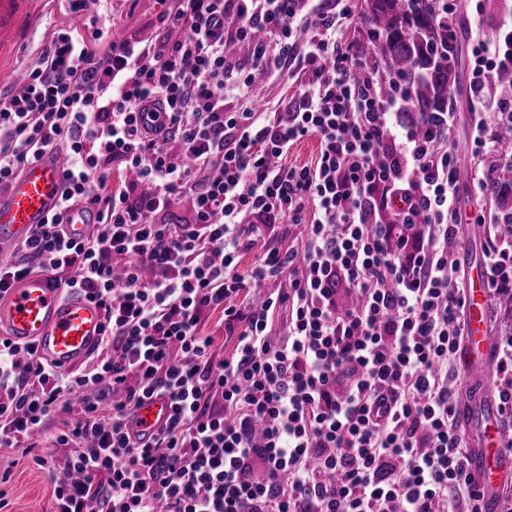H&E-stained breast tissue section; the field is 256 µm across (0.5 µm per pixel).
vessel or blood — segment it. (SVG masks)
Returning <instances> with one entry per match:
<instances>
[{
    "label": "vessel or blood",
    "mask_w": 512,
    "mask_h": 512,
    "mask_svg": "<svg viewBox=\"0 0 512 512\" xmlns=\"http://www.w3.org/2000/svg\"><path fill=\"white\" fill-rule=\"evenodd\" d=\"M35 0H0V58H5L38 20ZM61 154L51 151L27 165L0 195V247L25 240L35 225L55 211L62 192ZM485 268L472 276L466 295L467 336L459 351L462 367L490 360L487 335L488 288ZM105 325L103 309L48 275H28L0 293V338L34 345L38 357L70 372L97 352ZM171 413L167 400L151 398L137 409L133 430L152 437ZM496 415L483 421V441L469 457L468 474L483 496L485 512H496L497 494L512 478V449L506 447Z\"/></svg>",
    "instance_id": "b4317fda"
}]
</instances>
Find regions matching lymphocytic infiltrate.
<instances>
[{"label":"lymphocytic infiltrate","mask_w":512,"mask_h":512,"mask_svg":"<svg viewBox=\"0 0 512 512\" xmlns=\"http://www.w3.org/2000/svg\"><path fill=\"white\" fill-rule=\"evenodd\" d=\"M299 2L171 0L154 38L103 49L102 32L61 29L0 96V193L44 152L66 155L60 207L0 263V292L47 273L106 318L78 374L0 339V447L47 435L55 412L70 416L48 435L67 448L64 462L33 458L56 512H482L456 416L455 114L436 113L423 132L402 121L376 65L336 38L349 5ZM258 32L251 56L228 60L229 43ZM472 57L485 85L512 68V39L478 43ZM292 69L301 87L285 110H257L253 72ZM148 99L168 116L154 129L138 110ZM511 114L512 85L473 102L478 187L495 174L484 160ZM311 136L316 160L283 166ZM76 205L96 221L70 240L62 224ZM387 209L423 225L420 237L382 223ZM492 224L494 308L512 296V223ZM262 235L268 247L240 276L238 253ZM283 278L287 287L242 302ZM215 311L235 338L220 359L203 332ZM153 397L171 414L139 445L132 412Z\"/></svg>","instance_id":"f902f5d3"}]
</instances>
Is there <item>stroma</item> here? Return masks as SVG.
<instances>
[{
	"mask_svg": "<svg viewBox=\"0 0 512 512\" xmlns=\"http://www.w3.org/2000/svg\"><path fill=\"white\" fill-rule=\"evenodd\" d=\"M162 9L160 0H101L100 5L76 15L71 12L67 0H43L40 23L27 33L9 65L0 70V90H8L16 84L20 70L33 62L38 46L51 39L58 29L75 27L87 37L94 31L110 29L126 37L150 39L156 34L157 16ZM511 13L512 0H482L481 28H474L469 18L457 21L456 31L462 45L455 52L452 63L463 83L471 81L474 40H497L505 15ZM454 110L456 121L452 142L459 164L466 170L465 176L459 177L456 185L459 204L468 216L481 214L485 217L484 224L466 225L464 237L456 249L458 284L465 288L476 266L485 261V252L494 233L489 224L494 209L470 175L474 168L471 105L458 103ZM495 372V364L485 362L478 363L471 371L460 372L457 382L460 397L469 399L475 409L483 403L497 405V393L488 386L489 381L494 380ZM0 498L6 502L0 512H53L55 508L52 487L44 472L34 464L31 455L20 447H0Z\"/></svg>",
	"mask_w": 512,
	"mask_h": 512,
	"instance_id": "35a3bbf8",
	"label": "stroma"
}]
</instances>
